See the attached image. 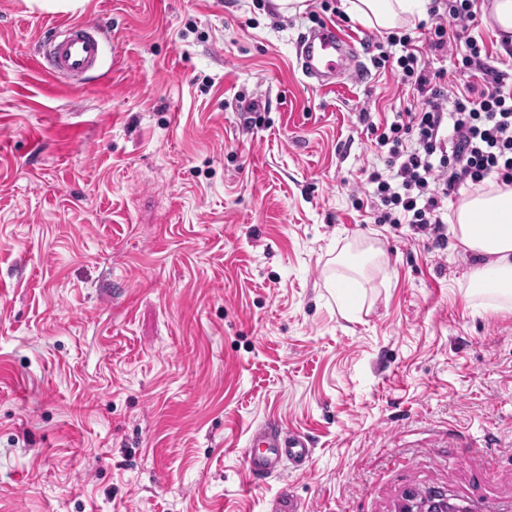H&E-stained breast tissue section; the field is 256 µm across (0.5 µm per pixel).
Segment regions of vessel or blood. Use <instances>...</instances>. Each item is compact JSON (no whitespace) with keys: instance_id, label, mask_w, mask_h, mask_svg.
I'll return each instance as SVG.
<instances>
[{"instance_id":"vessel-or-blood-1","label":"vessel or blood","mask_w":512,"mask_h":512,"mask_svg":"<svg viewBox=\"0 0 512 512\" xmlns=\"http://www.w3.org/2000/svg\"><path fill=\"white\" fill-rule=\"evenodd\" d=\"M106 36L95 23H71L61 40L44 45L38 52V68L50 78L85 77L101 61ZM356 38L332 23L310 30L297 45V58L303 73L319 87L334 88L338 77L352 72L358 64ZM314 448L300 431L286 430L268 423L257 427L243 450V465L250 478L279 475L283 464L303 470Z\"/></svg>"}]
</instances>
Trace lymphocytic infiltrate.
<instances>
[{"label":"lymphocytic infiltrate","instance_id":"lymphocytic-infiltrate-1","mask_svg":"<svg viewBox=\"0 0 512 512\" xmlns=\"http://www.w3.org/2000/svg\"><path fill=\"white\" fill-rule=\"evenodd\" d=\"M475 6L476 0H432L426 39L431 49L451 52L460 73L480 71V83L459 88L432 80L407 34H389L388 50L375 59L380 68L397 65L402 80L422 98L421 108L400 113L375 136L387 168L368 175L377 200L375 223L407 224L440 237L446 228L444 202L461 185L480 186L492 176L512 186V85L486 61V44L474 33ZM395 46L400 55L392 54Z\"/></svg>","mask_w":512,"mask_h":512}]
</instances>
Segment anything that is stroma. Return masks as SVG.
Returning <instances> with one entry per match:
<instances>
[{"mask_svg": "<svg viewBox=\"0 0 512 512\" xmlns=\"http://www.w3.org/2000/svg\"><path fill=\"white\" fill-rule=\"evenodd\" d=\"M343 2L0 0V512H394L411 485L512 512V310L456 239L355 208L368 124L416 100ZM87 19L98 72L38 71ZM323 22L361 39L327 91L295 56ZM269 420L313 460L252 484Z\"/></svg>", "mask_w": 512, "mask_h": 512, "instance_id": "1", "label": "stroma"}]
</instances>
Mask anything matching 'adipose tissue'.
I'll use <instances>...</instances> for the list:
<instances>
[{"label":"adipose tissue","mask_w":512,"mask_h":512,"mask_svg":"<svg viewBox=\"0 0 512 512\" xmlns=\"http://www.w3.org/2000/svg\"><path fill=\"white\" fill-rule=\"evenodd\" d=\"M430 0H345L346 13L361 24L388 29L405 19L428 16ZM490 223H483V216ZM452 232L477 257L466 286L488 298L489 309L512 308V188L491 187L465 197L452 222Z\"/></svg>","instance_id":"ef3b65f1"}]
</instances>
